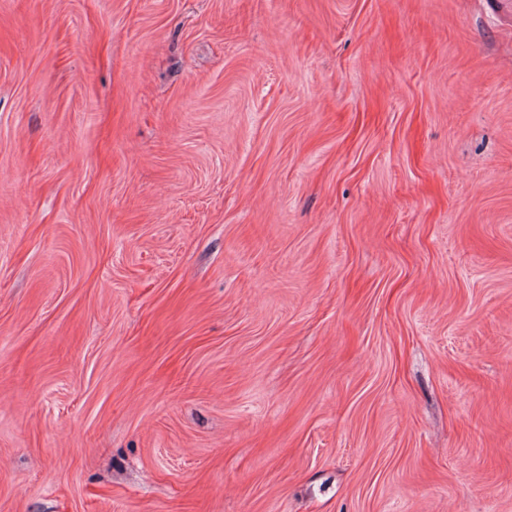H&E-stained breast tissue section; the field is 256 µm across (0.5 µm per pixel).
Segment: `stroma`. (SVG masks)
Wrapping results in <instances>:
<instances>
[{
    "label": "stroma",
    "instance_id": "35a3bbf8",
    "mask_svg": "<svg viewBox=\"0 0 512 512\" xmlns=\"http://www.w3.org/2000/svg\"><path fill=\"white\" fill-rule=\"evenodd\" d=\"M0 512H512V0H0Z\"/></svg>",
    "mask_w": 512,
    "mask_h": 512
}]
</instances>
